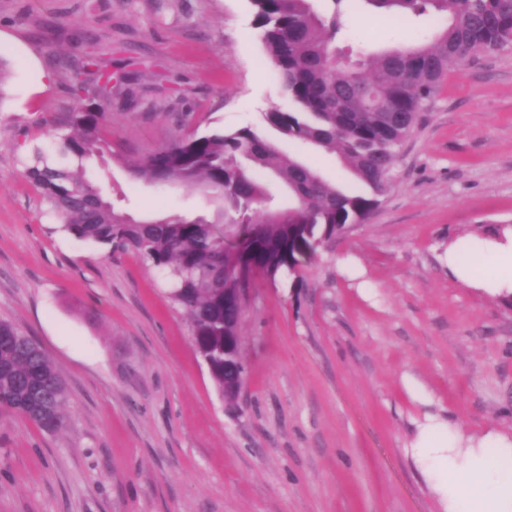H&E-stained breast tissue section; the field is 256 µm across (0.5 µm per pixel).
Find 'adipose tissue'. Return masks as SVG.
Returning <instances> with one entry per match:
<instances>
[{"mask_svg":"<svg viewBox=\"0 0 512 512\" xmlns=\"http://www.w3.org/2000/svg\"><path fill=\"white\" fill-rule=\"evenodd\" d=\"M448 268L463 283L512 295V232L503 240L458 239ZM487 265L477 273V265ZM443 512H512V433L479 436L437 416L427 417L413 442Z\"/></svg>","mask_w":512,"mask_h":512,"instance_id":"adipose-tissue-1","label":"adipose tissue"}]
</instances>
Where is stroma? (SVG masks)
<instances>
[{
	"mask_svg": "<svg viewBox=\"0 0 512 512\" xmlns=\"http://www.w3.org/2000/svg\"><path fill=\"white\" fill-rule=\"evenodd\" d=\"M344 47L427 40L345 0ZM140 61L112 102V155L88 177L138 219L212 217L197 193L132 164L191 126L260 127L288 108L252 0H0V320L65 381V428L0 418V512H441L411 444L426 416L512 431V300L459 282L448 242L512 227V45L454 67L360 224L299 275L256 279L245 384L221 398L185 314L134 254L77 240L24 174L72 111L63 62Z\"/></svg>",
	"mask_w": 512,
	"mask_h": 512,
	"instance_id": "stroma-1",
	"label": "stroma"
}]
</instances>
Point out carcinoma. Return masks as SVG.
Segmentation results:
<instances>
[{"mask_svg": "<svg viewBox=\"0 0 512 512\" xmlns=\"http://www.w3.org/2000/svg\"><path fill=\"white\" fill-rule=\"evenodd\" d=\"M330 2L323 15L313 0H253L265 51L290 101L286 110L262 113L277 139L251 126L195 132L131 167L145 183L202 191L218 204L215 220H137L85 177L87 160L112 152L104 129L114 88L127 86L132 96L137 80L93 50L67 65L78 106L66 129L51 133V145L34 146L24 161L26 177L63 232L100 250L131 251L161 275L173 305L187 314L194 348L221 395L224 292L239 287L224 266L242 260L246 271L270 280L301 271L337 229L362 222L378 204L397 147L448 71L512 38V0H366L390 15L446 20L427 41L352 61L336 50L343 0ZM281 140L335 155L365 191L324 180ZM66 404L64 381L45 353L0 321V415L19 414L54 431L64 426Z\"/></svg>", "mask_w": 512, "mask_h": 512, "instance_id": "cac0c4a2", "label": "carcinoma"}]
</instances>
